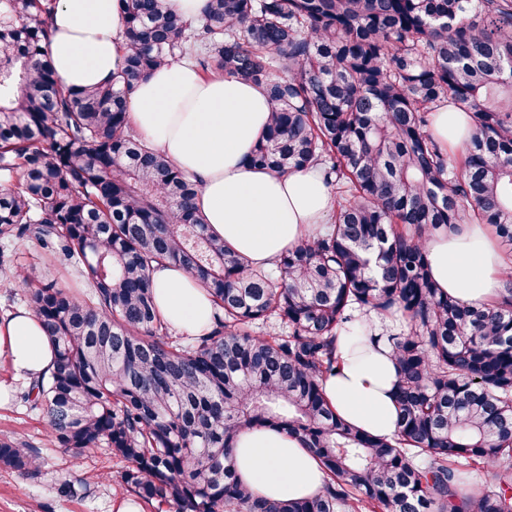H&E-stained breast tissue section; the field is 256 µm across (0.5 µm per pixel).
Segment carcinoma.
<instances>
[{"instance_id":"1","label":"carcinoma","mask_w":512,"mask_h":512,"mask_svg":"<svg viewBox=\"0 0 512 512\" xmlns=\"http://www.w3.org/2000/svg\"><path fill=\"white\" fill-rule=\"evenodd\" d=\"M125 52L105 85L71 90L48 58L57 0H0V238L74 265L90 291L34 285L0 253L56 346L25 398L78 460L107 448L126 492L159 512H512V281L493 308L432 279L424 241L489 224L512 251V0H207L194 24L165 0H119ZM194 59L265 87L252 162L316 165L331 222L255 268L207 233L198 184L135 133L133 83ZM465 112L460 154L433 113ZM171 262L209 291L212 328L192 342L160 316L150 271ZM395 311L397 434L336 416L323 380L361 308ZM277 325L258 334L255 324ZM300 438L328 482L270 504L234 475L239 432ZM0 465L38 471L0 438ZM495 470L477 491L464 475Z\"/></svg>"}]
</instances>
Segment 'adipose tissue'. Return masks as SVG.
Instances as JSON below:
<instances>
[{"label": "adipose tissue", "instance_id": "obj_1", "mask_svg": "<svg viewBox=\"0 0 512 512\" xmlns=\"http://www.w3.org/2000/svg\"><path fill=\"white\" fill-rule=\"evenodd\" d=\"M49 60L57 81L82 89L111 82L124 42L118 0H57ZM134 127L151 147L192 176L196 209L211 233L255 266L271 269L326 223L330 189L316 166L280 174L254 165L251 155L271 112L262 86L234 77H203L191 64L163 67L135 83L129 95ZM432 276L465 305L499 300L512 277L488 226L465 224L425 242ZM151 278L158 311L178 334L196 336L213 324L207 290L183 269L155 266ZM397 316L357 315L337 338L340 367L324 383L336 415L379 438L398 431V371L387 338ZM0 358L28 381L49 372L53 345L32 310L0 318ZM232 468L252 494L268 502L321 494L326 475L314 454L276 428L243 430Z\"/></svg>", "mask_w": 512, "mask_h": 512}]
</instances>
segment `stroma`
Returning a JSON list of instances; mask_svg holds the SVG:
<instances>
[{
  "label": "stroma",
  "mask_w": 512,
  "mask_h": 512,
  "mask_svg": "<svg viewBox=\"0 0 512 512\" xmlns=\"http://www.w3.org/2000/svg\"><path fill=\"white\" fill-rule=\"evenodd\" d=\"M0 251L25 268L32 280L43 281L50 272L60 284L68 282L65 272L51 270L44 252L28 243L2 239ZM0 381L10 385L6 402L0 404V437L20 436L40 463L38 474L32 477L0 468V512H113L115 487L125 462L105 448L92 449L73 460L65 449L48 441L43 411L25 401L27 383L14 380L3 362Z\"/></svg>",
  "instance_id": "stroma-1"
}]
</instances>
